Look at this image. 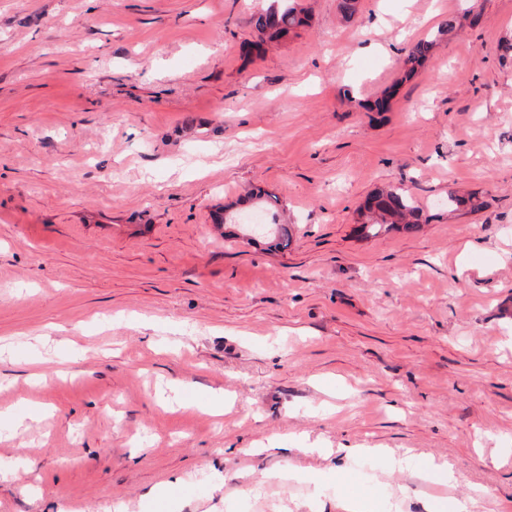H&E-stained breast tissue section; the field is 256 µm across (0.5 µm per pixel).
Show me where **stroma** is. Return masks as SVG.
<instances>
[{
    "instance_id": "obj_1",
    "label": "stroma",
    "mask_w": 512,
    "mask_h": 512,
    "mask_svg": "<svg viewBox=\"0 0 512 512\" xmlns=\"http://www.w3.org/2000/svg\"><path fill=\"white\" fill-rule=\"evenodd\" d=\"M298 2L257 55L262 0H0V512H512V0ZM388 185L430 222L362 231ZM267 8L254 12L249 24L257 33L258 48L267 42H278L288 37L298 35V29L308 25L309 15L301 8L295 6L293 0H271ZM282 2V3H278ZM435 41L436 38H425L412 45L403 63V68L407 75L414 73L430 57Z\"/></svg>"
}]
</instances>
